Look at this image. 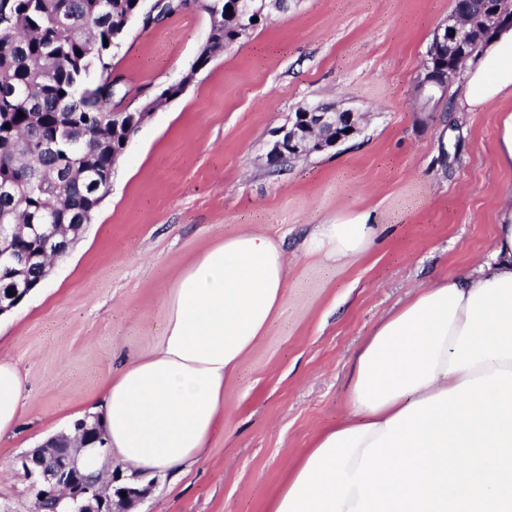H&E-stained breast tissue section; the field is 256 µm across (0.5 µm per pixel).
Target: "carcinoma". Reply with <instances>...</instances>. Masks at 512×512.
Instances as JSON below:
<instances>
[{"mask_svg": "<svg viewBox=\"0 0 512 512\" xmlns=\"http://www.w3.org/2000/svg\"><path fill=\"white\" fill-rule=\"evenodd\" d=\"M207 45L186 71L239 39L209 0ZM138 0H0V224H25L6 254L36 253L61 224L86 226L137 125L115 127L112 48ZM23 117H18V113Z\"/></svg>", "mask_w": 512, "mask_h": 512, "instance_id": "carcinoma-1", "label": "carcinoma"}]
</instances>
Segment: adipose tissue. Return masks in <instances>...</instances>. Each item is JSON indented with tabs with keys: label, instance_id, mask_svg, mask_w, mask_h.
Here are the masks:
<instances>
[{
	"label": "adipose tissue",
	"instance_id": "adipose-tissue-1",
	"mask_svg": "<svg viewBox=\"0 0 512 512\" xmlns=\"http://www.w3.org/2000/svg\"><path fill=\"white\" fill-rule=\"evenodd\" d=\"M512 97V23L498 26L463 73L454 109ZM377 236L371 212L316 225L306 254L342 259ZM273 239L243 231L192 260L171 287L164 331L110 379L94 410L116 461L149 474L198 464L224 426V384L263 336L288 277ZM27 399L0 358V438ZM269 512H512V200L492 259L477 272L415 288L379 322L352 367L349 410L289 469Z\"/></svg>",
	"mask_w": 512,
	"mask_h": 512
}]
</instances>
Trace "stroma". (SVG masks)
<instances>
[{
	"instance_id": "obj_1",
	"label": "stroma",
	"mask_w": 512,
	"mask_h": 512,
	"mask_svg": "<svg viewBox=\"0 0 512 512\" xmlns=\"http://www.w3.org/2000/svg\"><path fill=\"white\" fill-rule=\"evenodd\" d=\"M454 0H299L216 52L195 81L131 139L109 195L38 293L0 315V355L28 398L0 439V512H34L23 455L70 433L122 363L164 328L181 270L242 231L290 260L282 302L224 384V428L205 460L157 474L130 512H267L289 465L347 412L352 360L413 288L472 271L493 246L512 171L494 156L500 104L453 112L461 75L417 97L434 35ZM207 14L132 20L112 56L114 101L133 110L178 81L206 44ZM312 103L355 112L345 142L281 166L267 153L292 112ZM368 210L363 254L304 255L317 224Z\"/></svg>"
}]
</instances>
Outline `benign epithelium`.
I'll use <instances>...</instances> for the list:
<instances>
[{
	"label": "benign epithelium",
	"mask_w": 512,
	"mask_h": 512,
	"mask_svg": "<svg viewBox=\"0 0 512 512\" xmlns=\"http://www.w3.org/2000/svg\"><path fill=\"white\" fill-rule=\"evenodd\" d=\"M224 6L232 7L241 31L248 33L256 26L253 18H267L265 0H224ZM507 16L494 10L465 9L453 11L448 24L440 29L429 51V72L436 80L421 84L424 91L433 84L445 83L455 75L470 56V46L503 23ZM357 120L352 112L332 106L323 109L308 105L294 113L291 121L276 133V140L268 153L273 165L333 147L357 132ZM71 241L56 234V241L44 247L41 260L54 252L66 253ZM82 447L58 437L51 443L28 451L22 461L24 475L32 483L42 500H52L63 512H111L114 500L122 509H130L143 495L138 488L129 486L112 489V475L104 484L95 486L80 479L79 454ZM126 496H121V493Z\"/></svg>",
	"instance_id": "1"
}]
</instances>
